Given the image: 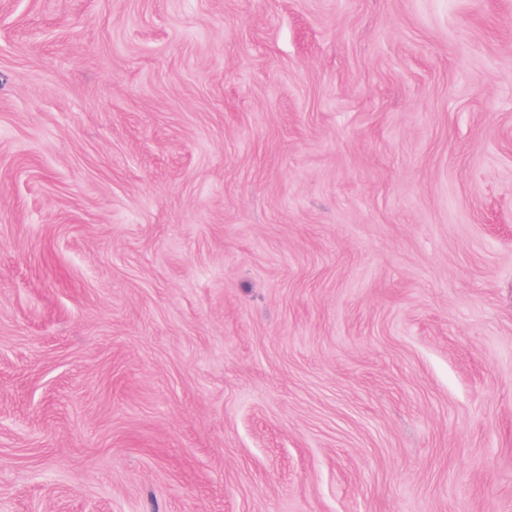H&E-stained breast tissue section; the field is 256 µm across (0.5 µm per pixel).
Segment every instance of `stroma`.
<instances>
[{"mask_svg": "<svg viewBox=\"0 0 512 512\" xmlns=\"http://www.w3.org/2000/svg\"><path fill=\"white\" fill-rule=\"evenodd\" d=\"M0 512H512V0H0Z\"/></svg>", "mask_w": 512, "mask_h": 512, "instance_id": "stroma-1", "label": "stroma"}]
</instances>
